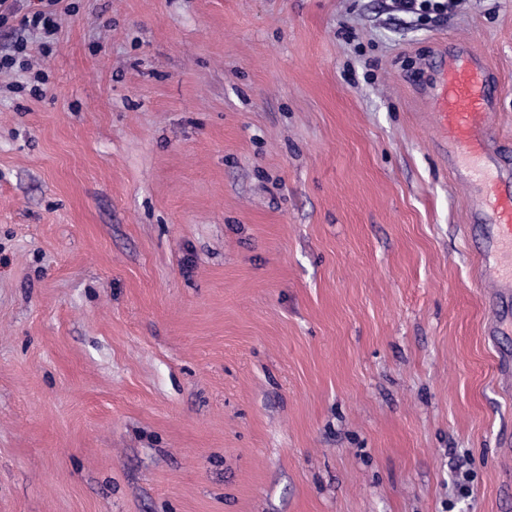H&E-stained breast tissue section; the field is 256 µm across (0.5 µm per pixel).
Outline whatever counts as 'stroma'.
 <instances>
[{
  "mask_svg": "<svg viewBox=\"0 0 512 512\" xmlns=\"http://www.w3.org/2000/svg\"><path fill=\"white\" fill-rule=\"evenodd\" d=\"M54 12L0 71V512H512V294L425 94L471 51L512 148V0ZM402 12L418 15L420 17L429 15L432 11L443 14L448 10V3H439L440 0H398Z\"/></svg>",
  "mask_w": 512,
  "mask_h": 512,
  "instance_id": "stroma-1",
  "label": "stroma"
}]
</instances>
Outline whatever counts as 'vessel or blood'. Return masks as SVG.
<instances>
[{"label":"vessel or blood","mask_w":512,"mask_h":512,"mask_svg":"<svg viewBox=\"0 0 512 512\" xmlns=\"http://www.w3.org/2000/svg\"><path fill=\"white\" fill-rule=\"evenodd\" d=\"M496 87L484 63L467 51L449 55L430 93L437 127L462 165L458 178L480 179L482 191L471 211L494 234L479 253L483 281L512 284V179L492 162L500 143L494 133Z\"/></svg>","instance_id":"1"}]
</instances>
